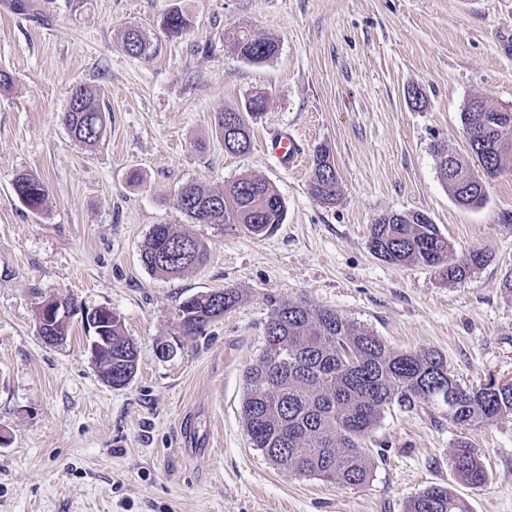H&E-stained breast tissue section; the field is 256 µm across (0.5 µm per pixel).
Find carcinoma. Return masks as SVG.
Segmentation results:
<instances>
[{
    "label": "carcinoma",
    "mask_w": 512,
    "mask_h": 512,
    "mask_svg": "<svg viewBox=\"0 0 512 512\" xmlns=\"http://www.w3.org/2000/svg\"><path fill=\"white\" fill-rule=\"evenodd\" d=\"M163 27L169 36L179 38L190 29L189 16L175 6L164 16ZM235 47L243 60L253 64L264 63L279 51L277 41L245 31L237 35ZM121 48L141 57L149 53L151 42L131 28ZM265 103V95L256 93L245 101L244 111L217 114L225 152L244 155L251 150L248 118L258 117ZM502 118V109L488 105L482 97L471 98L460 113L470 153L481 167L479 174L464 157L441 143L435 145L441 178L461 207H483L487 185L512 163V125L503 128ZM62 120L71 136L86 147L97 145L107 129L97 92L82 84L70 89ZM13 187L24 208L32 213L43 209L49 189L39 175L22 173ZM310 190L327 205L336 204L340 196L336 165L325 148L313 155ZM179 206L191 224H240L255 236L273 231L286 216L285 202L276 188L249 176L220 189L185 183L179 191ZM369 248L391 263L437 268L450 283L466 279L488 260L484 250L454 259L448 239L424 212H388L378 217L370 227ZM141 260L154 274L176 276L205 264L208 252L185 227L155 224ZM239 301V292L233 288L186 297L178 306L181 335L191 339L207 335V327ZM64 304V315L52 320L38 316L39 335H68L76 304L70 297L64 298ZM269 305L267 346L246 370L241 410L252 447L291 475L317 476L341 487L364 484L372 471L364 442L385 407L394 403L410 409L424 400L442 410L450 423L465 428L512 415L511 380L465 388L436 351L394 350L339 312L304 301L272 298ZM105 333L112 337V356L102 354L101 362L112 363V386L118 389L132 380L137 352L120 321H113ZM452 466L465 486L477 488L487 481L479 451L466 440L457 442ZM405 512H470V506L463 496L432 485L410 499Z\"/></svg>",
    "instance_id": "1"
}]
</instances>
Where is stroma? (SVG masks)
I'll return each mask as SVG.
<instances>
[{
	"mask_svg": "<svg viewBox=\"0 0 512 512\" xmlns=\"http://www.w3.org/2000/svg\"><path fill=\"white\" fill-rule=\"evenodd\" d=\"M0 0V512H404L432 485L471 512H512V415L477 430L440 410L386 408L366 441L368 481L339 487L277 469L253 448L241 413L245 372L266 346L268 297L301 299L354 320L396 350H435L467 387L512 380V168L479 209L459 207L433 144L467 155L460 112L481 95L512 108V0ZM193 28L163 32L173 5ZM148 56L120 49L127 28ZM278 41L277 56L241 59L238 31ZM99 91L107 131L94 147L62 121L68 89ZM420 88L425 106L409 103ZM268 96L251 151L225 153L215 115ZM291 128L304 166L280 169L259 145ZM334 157L336 205L310 193L316 149ZM47 183L42 212L13 182ZM271 182L287 212L272 233L193 224L206 264L179 277L141 261L156 224H182V184ZM427 213L455 255L485 250L462 283L374 256L370 226L390 212ZM233 288L240 303L174 356L187 296ZM110 308L137 349L124 388L105 385L73 318L63 344L37 332L40 301ZM479 448L487 481L462 485L458 440ZM18 202L32 213H38L45 205L49 189L46 182L37 174H19L13 184Z\"/></svg>",
	"mask_w": 512,
	"mask_h": 512,
	"instance_id": "1",
	"label": "stroma"
}]
</instances>
